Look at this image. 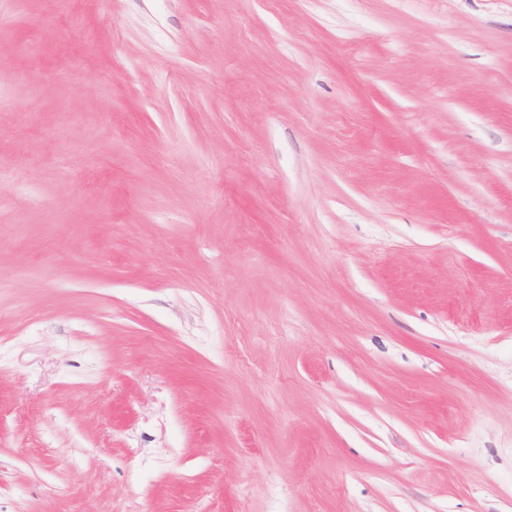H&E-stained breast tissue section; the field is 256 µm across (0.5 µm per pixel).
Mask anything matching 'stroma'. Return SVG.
Segmentation results:
<instances>
[{
	"mask_svg": "<svg viewBox=\"0 0 512 512\" xmlns=\"http://www.w3.org/2000/svg\"><path fill=\"white\" fill-rule=\"evenodd\" d=\"M0 512H512V0H0Z\"/></svg>",
	"mask_w": 512,
	"mask_h": 512,
	"instance_id": "obj_1",
	"label": "stroma"
}]
</instances>
